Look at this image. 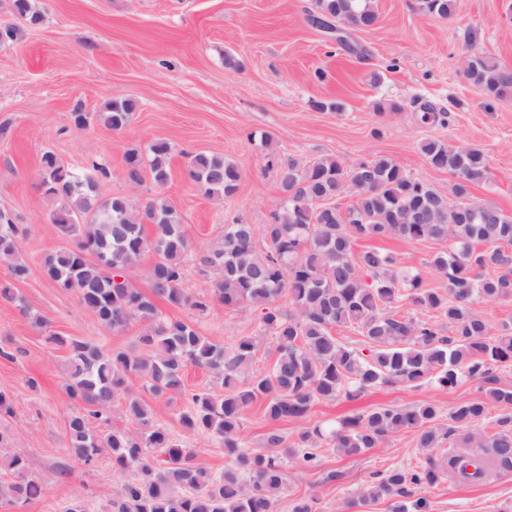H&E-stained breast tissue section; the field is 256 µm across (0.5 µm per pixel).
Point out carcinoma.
<instances>
[{
    "label": "carcinoma",
    "mask_w": 512,
    "mask_h": 512,
    "mask_svg": "<svg viewBox=\"0 0 512 512\" xmlns=\"http://www.w3.org/2000/svg\"><path fill=\"white\" fill-rule=\"evenodd\" d=\"M12 9L30 26L42 21L30 0H12ZM419 9L446 18L453 14L455 0H419ZM309 22L322 30L362 31L377 24L378 14L372 0H315ZM464 75L488 100L512 98V70L481 55L467 57ZM133 109L127 99H111L99 120L119 131ZM422 152L434 168L453 175L451 194L410 177L387 156L348 168L332 155L308 160L271 155L280 190L272 222L259 229L237 218L202 251L200 264L213 272L209 298L190 296L181 288L192 244L169 197L155 193L141 208L124 196L102 199L98 187L99 177L107 176L104 165L72 171L54 153L43 154L39 185L60 202L52 223L64 240L43 258V270L58 287L76 291L80 303L106 328L120 331L134 321L144 324L137 351L106 352L56 332L47 337L67 349L66 395L81 405L67 424L74 456L93 465L104 455L112 471L132 475L112 499L109 512H274L283 466L280 458L255 452L240 438L245 409L260 402L272 422L300 421L319 401H351L379 387L417 388L430 380L448 389L464 380L480 382L477 396L458 402L448 413L446 435L458 436L465 451L450 448L439 462L429 456L412 468L383 472L361 496L345 503L344 512H366L384 497L393 500L392 512H423L426 500L415 494L448 476L476 485L493 467L512 472V417L500 418L489 433L473 432L490 406H512V385L491 377L495 366L512 367V334L507 325L503 333L493 332L471 309L475 301L512 297V214L472 199L473 187L487 177L483 149L429 140ZM170 161L171 147L162 140L143 152L130 150L125 155L126 179L137 186L148 180L162 189L170 181ZM186 175L207 196L225 199L238 191L242 178L233 161L207 152L190 157ZM345 195L353 202L343 209L336 200ZM390 237L448 242L447 250L430 261L447 278L448 288L441 292L426 287L420 271L400 267L388 251L355 248L361 238ZM104 245L108 259L90 256ZM18 252L17 227L0 212V258L11 261L15 282L29 275ZM147 252L155 255L149 292L128 279L115 282ZM488 266L498 272L485 273ZM284 294L286 310L277 305ZM213 299L226 307L250 304L261 309L262 327L276 340L269 372L251 371L258 351L255 338L245 336L230 346L213 343L193 324L164 315L157 304L160 300L205 311ZM399 299L436 313L448 329L390 314L388 305ZM345 326L358 329L368 351L337 338L335 329ZM188 366L210 371L224 388L220 396L191 394L180 417L185 430L206 432L224 448L232 465L222 472L198 465L194 451L157 423L154 410L130 385L134 375L141 392L161 398L184 389ZM114 411L128 414L148 431L133 438L91 429L89 418L105 421ZM438 414V406L430 402L381 406L323 428H306L290 445L272 430L265 447L284 449L283 458L306 468L318 466L315 449L323 444L359 454L404 431L417 434L418 447L437 450ZM8 467L13 479L0 482V506H18L40 496L42 485L28 475L23 455H14Z\"/></svg>",
    "instance_id": "carcinoma-1"
}]
</instances>
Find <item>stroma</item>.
I'll return each mask as SVG.
<instances>
[{
    "label": "stroma",
    "instance_id": "stroma-1",
    "mask_svg": "<svg viewBox=\"0 0 512 512\" xmlns=\"http://www.w3.org/2000/svg\"><path fill=\"white\" fill-rule=\"evenodd\" d=\"M43 15L35 28L20 26L9 0H0V25L16 24L15 42L0 47V211L18 225L19 257L28 278L16 284L30 307L22 313L0 300V392L10 408L0 411V481L12 473L7 464L22 452L29 474L42 483L40 497L20 512H61L75 495H83L92 512H108L120 493L124 476L113 472L108 458L84 467L67 437L74 410L65 393L68 353L47 340L49 332L75 336L103 349L128 348L141 324L115 332L105 328L79 301L43 273V257L60 244L51 222L58 203L44 195L38 171L44 152L65 165L106 164L102 197H127L140 204L153 194L151 183L131 186L124 174L127 151L143 150L155 140L172 147V176L166 195L177 206L185 235L194 251L182 283L188 294L209 287L210 276L196 263V253L217 238L226 222L269 223L279 199V173L268 164L270 154L300 160L332 155L346 166L386 155L414 179L448 192L452 175L432 167L421 146L439 140L455 146L477 145L488 156V178L473 191L480 204L512 214V100L488 101L463 73L465 55L475 52L512 70V0H455L445 19L423 14L418 0H373L377 25L349 38L365 56L346 53L328 33L312 26L314 0H33ZM233 53L240 68L224 65ZM131 100L132 118L119 131L98 121L105 103ZM397 103L394 111L377 113L376 101ZM319 101H337L341 110L316 109ZM444 110L447 125L422 123L425 107ZM85 112L91 121L76 127L72 114ZM270 136L264 147L261 136ZM218 153L242 172L237 193L223 200L205 196L186 176L189 154ZM393 252L402 266L422 272L427 287L443 288L444 276L429 265L445 250L435 240L383 238L359 240ZM166 315L192 322L211 342L229 345L239 337L260 339L253 371L266 372L276 357L275 341L260 327L252 305L213 304L207 311L164 306ZM40 314L49 323L32 320ZM206 370L189 367L184 389L149 398L159 421L197 461L213 471L229 460L206 433L186 431L180 417L192 392H220ZM465 381L448 389L427 383L416 389L382 387L356 402L322 401L306 421H269L260 405L248 407L242 436L249 448L264 451L265 436L278 430L294 442L303 427L333 421L377 406L431 402L437 422L447 427L449 411L475 397ZM415 432H400L383 447L346 455L323 448L320 465H292L278 493L275 512H292L300 498L315 497L317 512H336L357 496L376 473L425 461ZM341 472L328 480L329 472ZM427 512H512V472L491 470L486 481L467 486L447 479L424 491Z\"/></svg>",
    "mask_w": 512,
    "mask_h": 512
}]
</instances>
